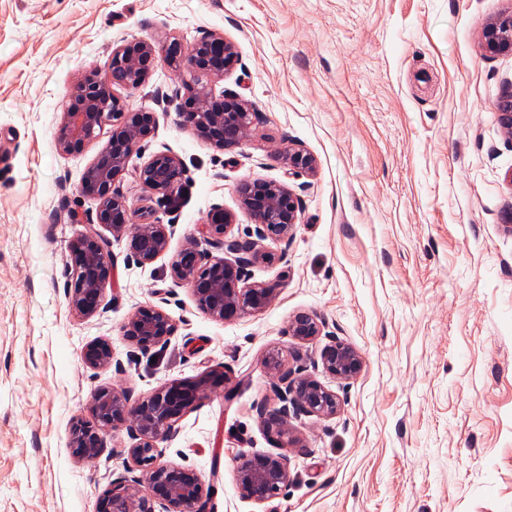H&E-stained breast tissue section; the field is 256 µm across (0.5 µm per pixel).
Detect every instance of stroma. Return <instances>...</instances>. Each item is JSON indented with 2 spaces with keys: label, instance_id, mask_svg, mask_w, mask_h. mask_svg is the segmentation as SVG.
I'll return each instance as SVG.
<instances>
[{
  "label": "stroma",
  "instance_id": "obj_1",
  "mask_svg": "<svg viewBox=\"0 0 512 512\" xmlns=\"http://www.w3.org/2000/svg\"><path fill=\"white\" fill-rule=\"evenodd\" d=\"M512 0H0V512H96L113 480L138 477L126 428L99 455L75 457L74 419L103 388L141 400L208 368L215 391L175 425L166 461L194 469L211 512H512V136L496 104L512 91V53H489L486 29ZM224 33L238 65L215 91L260 112L249 139L224 150L183 124L184 76L167 63L115 94L155 116L153 134L114 182L131 209L151 205L168 253L138 264L111 238L113 276L100 311L71 309L70 245L99 232L97 203L79 192L109 141L105 125L65 154L57 130L70 91L105 70L113 47ZM298 143L317 160L292 177L280 153ZM186 173L177 205L146 196L136 169L152 154ZM278 181L302 200L292 239L262 241L282 261L249 267L277 284L259 313L218 321L169 277L170 256L216 205L252 224L236 193ZM176 323L167 344L123 335L139 307ZM317 314L360 352L344 380L318 362L326 337L299 344L297 313ZM112 346L87 367L84 347ZM341 402L336 416L292 421L290 481L265 503L241 496V455L282 451L255 407L272 400L268 353ZM85 365L93 369H107L112 362L110 345L105 341L89 343L82 352Z\"/></svg>",
  "mask_w": 512,
  "mask_h": 512
}]
</instances>
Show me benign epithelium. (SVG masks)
Instances as JSON below:
<instances>
[{
	"mask_svg": "<svg viewBox=\"0 0 512 512\" xmlns=\"http://www.w3.org/2000/svg\"><path fill=\"white\" fill-rule=\"evenodd\" d=\"M486 48L491 53L512 52V12L501 14L487 32ZM213 80L224 78L239 60L236 46L217 32L205 33L197 43L186 46L178 37L167 39L161 47L137 40L115 47L108 69L91 70L78 81L74 103L63 113L58 129L59 149L76 153L98 137L105 125L117 123L111 138L86 168L80 193L98 202V223L116 237H128L129 248L142 264H150L168 251L167 225L153 208L138 210L132 223L126 200L112 189L116 177L155 129L149 112H126L113 94V87L140 88L157 62ZM499 122L512 136V91L497 104ZM181 116L186 125L221 149L241 146L248 138L258 113L248 101L233 93H215L211 85L197 81ZM288 173L310 176L315 173V156L300 144H290L281 153ZM184 176L180 160L172 154H153L137 169V179L145 191L171 201L176 198ZM242 209L253 219L254 227L242 240L234 235L235 215L217 206L198 228L200 238L224 250L214 257L190 241L170 262V277L176 286H186L199 309L213 319L228 321L264 310L276 292L273 285L250 283L247 268L256 263H271L284 255L258 248L261 241H289L299 219L302 202L288 185L276 181L244 180L237 186ZM233 258H228V255ZM112 260L105 239L95 233L78 238L70 249L72 283L69 304L79 316L89 318L101 308L110 283ZM176 325L159 307L138 308L123 326V335L143 349L165 344L175 335ZM288 335L299 343L318 336L330 338L320 358L323 370L340 379L357 377L364 367L360 353L336 339L327 323L313 313L296 314L288 323ZM85 365L106 369L112 362L110 345L105 341L88 344L82 352ZM265 374L272 379L274 402L256 405L258 417L267 431L288 436L287 447H299L290 436V422L301 416L329 418L340 409L336 393L310 376H296L282 367L279 356L262 361ZM230 377L212 369L190 380L167 383L132 404L128 396L115 389L97 392L91 407L92 420L76 419L72 425L71 448L81 459L96 457L104 447L108 431L126 427L132 440L126 454L140 476L132 481L119 479L107 487L98 502L97 512H209V491L195 470L164 460L159 446L173 431L174 424L212 392L222 388L227 399L234 392ZM288 454H245L237 465V485L242 497L255 502L276 498L288 484Z\"/></svg>",
	"mask_w": 512,
	"mask_h": 512,
	"instance_id": "benign-epithelium-1",
	"label": "benign epithelium"
}]
</instances>
